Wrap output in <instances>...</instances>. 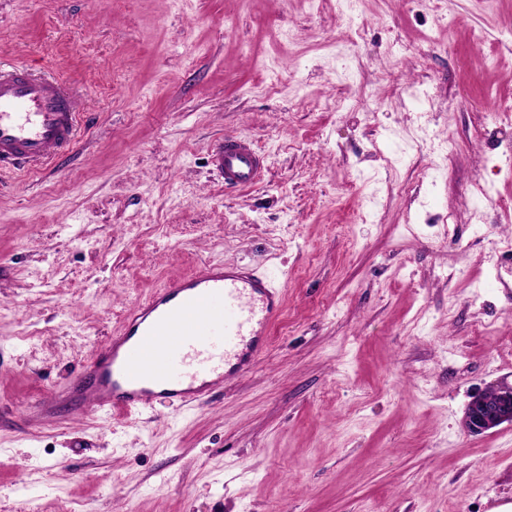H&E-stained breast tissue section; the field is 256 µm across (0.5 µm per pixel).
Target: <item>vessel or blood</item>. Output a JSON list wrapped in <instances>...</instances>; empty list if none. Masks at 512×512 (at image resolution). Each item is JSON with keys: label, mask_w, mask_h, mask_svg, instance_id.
Segmentation results:
<instances>
[{"label": "vessel or blood", "mask_w": 512, "mask_h": 512, "mask_svg": "<svg viewBox=\"0 0 512 512\" xmlns=\"http://www.w3.org/2000/svg\"><path fill=\"white\" fill-rule=\"evenodd\" d=\"M76 92L19 63L0 64V175L34 173L72 146ZM213 163L229 188L252 185L265 167L252 141L227 137ZM283 307V291L246 268L205 264L131 307L119 334L65 384L87 411L129 412L160 398L200 402L230 375L252 370Z\"/></svg>", "instance_id": "obj_1"}]
</instances>
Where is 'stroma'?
I'll list each match as a JSON object with an SVG mask.
<instances>
[{
	"label": "stroma",
	"instance_id": "obj_1",
	"mask_svg": "<svg viewBox=\"0 0 512 512\" xmlns=\"http://www.w3.org/2000/svg\"><path fill=\"white\" fill-rule=\"evenodd\" d=\"M0 62L80 96L0 176V512H512V0H0ZM267 169L230 189L211 149ZM224 263L285 295L210 399L39 402L139 299ZM212 159L228 188L252 185L265 167V159L252 141L237 137H227L218 142ZM464 429L480 435L503 424L512 425V385L480 390L474 393L463 416Z\"/></svg>",
	"mask_w": 512,
	"mask_h": 512
}]
</instances>
